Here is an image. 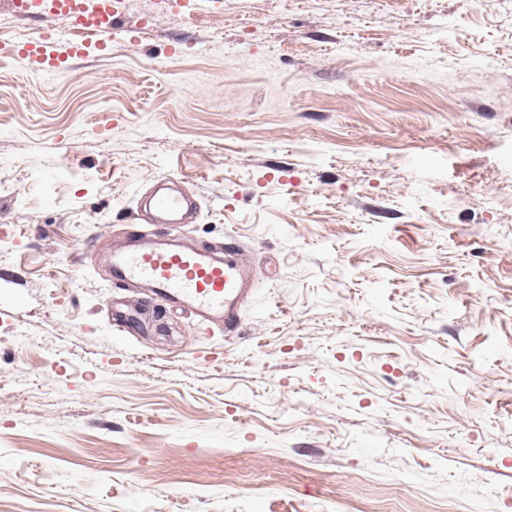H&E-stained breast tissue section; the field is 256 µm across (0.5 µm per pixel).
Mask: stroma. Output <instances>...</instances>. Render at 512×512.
Segmentation results:
<instances>
[{
  "mask_svg": "<svg viewBox=\"0 0 512 512\" xmlns=\"http://www.w3.org/2000/svg\"><path fill=\"white\" fill-rule=\"evenodd\" d=\"M37 27L0 2V512H512V0H123L51 72ZM161 180L248 250L235 334L94 265Z\"/></svg>",
  "mask_w": 512,
  "mask_h": 512,
  "instance_id": "stroma-1",
  "label": "stroma"
}]
</instances>
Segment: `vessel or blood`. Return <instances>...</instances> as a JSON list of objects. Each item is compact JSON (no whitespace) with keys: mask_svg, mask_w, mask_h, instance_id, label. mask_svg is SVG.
I'll use <instances>...</instances> for the list:
<instances>
[{"mask_svg":"<svg viewBox=\"0 0 512 512\" xmlns=\"http://www.w3.org/2000/svg\"><path fill=\"white\" fill-rule=\"evenodd\" d=\"M16 17L42 18L44 25L12 51L26 65L55 67L57 63L80 57V45L57 27L68 20V29L82 30L110 45L118 11L112 0H99L94 14H78L74 0H7ZM153 207L166 219V233L132 235L129 244L113 249L105 262L114 278L148 288L160 301L189 312L208 328L235 332L242 306L250 297L255 273L244 259V249L228 238L223 251L213 253L189 245L179 234L187 195L157 191Z\"/></svg>","mask_w":512,"mask_h":512,"instance_id":"vessel-or-blood-1","label":"vessel or blood"}]
</instances>
